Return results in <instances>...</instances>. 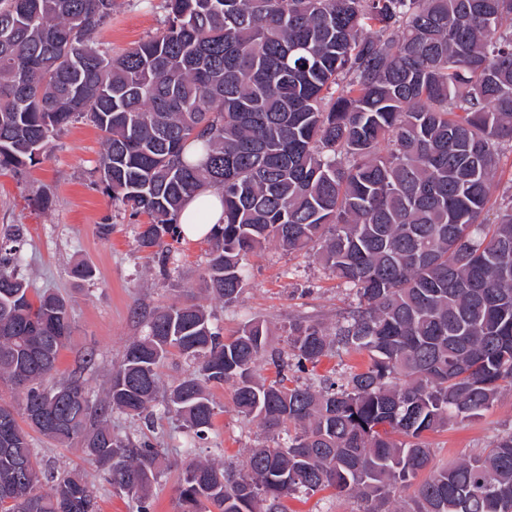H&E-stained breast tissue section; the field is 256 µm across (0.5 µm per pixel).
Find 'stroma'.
<instances>
[{
    "label": "stroma",
    "instance_id": "obj_1",
    "mask_svg": "<svg viewBox=\"0 0 512 512\" xmlns=\"http://www.w3.org/2000/svg\"><path fill=\"white\" fill-rule=\"evenodd\" d=\"M164 0H112L110 20L92 36L98 46L120 55L163 31ZM101 150L99 131L87 119L73 122L51 143L38 162L17 175H0V235L18 231L22 241L21 274L35 292L64 296L71 305L73 333L59 359V377L83 367L93 395H103L113 363L125 346L146 332L143 316L184 301L203 306L224 335H233L252 318L266 320L272 344L288 347V324L302 317L334 324L352 298L312 255L285 252L270 242L251 255L246 288L239 301L225 306L213 300L200 281L207 260L206 241L180 239L172 245L168 272H161L136 242L138 220L113 205L95 170ZM111 225L102 235L101 225ZM78 263L95 276H71ZM218 409L213 429L198 448L186 447L182 421L158 419L150 440L160 448V474L152 488L153 512H180L177 488L186 464L210 459L241 466L249 448L269 443L263 427L237 414L231 385L211 388ZM512 428V390L473 423L429 434L435 464H451L486 448L498 431ZM32 441L43 465L73 470L94 486L99 512H133L135 502L117 494L91 463L80 443L59 448L41 435ZM288 512H360L362 504L328 491L286 499Z\"/></svg>",
    "mask_w": 512,
    "mask_h": 512
}]
</instances>
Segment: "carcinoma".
Returning a JSON list of instances; mask_svg holds the SVG:
<instances>
[{"instance_id": "cac0c4a2", "label": "carcinoma", "mask_w": 512, "mask_h": 512, "mask_svg": "<svg viewBox=\"0 0 512 512\" xmlns=\"http://www.w3.org/2000/svg\"><path fill=\"white\" fill-rule=\"evenodd\" d=\"M156 36L119 56L89 41L112 0H0V172L39 160L79 117L101 133L100 181L147 222L139 248L162 268L166 238L202 189L224 223L202 280L223 304L248 259L276 240L313 251L353 304L329 328L295 319L288 355L261 319L234 335L197 304L157 309L92 396L54 381L72 334L69 302L30 296L16 238L0 242V512H95L83 480L40 466L31 436L80 440L112 489L151 512L159 449L112 432V413L152 422L159 367L196 364L162 414L204 441L210 388L269 433L244 468L194 460L181 512H287L332 489L362 512H512V429L484 451L433 466L428 432L475 420L512 388V184L485 222L512 148V0H166ZM195 144L203 160L186 159ZM342 352L366 357L318 383L298 372ZM266 362L275 377L257 375ZM429 476L416 482L418 475ZM49 491L40 490L42 484ZM413 489L407 509L392 507ZM512 179V150L507 146L502 152L500 165L493 180V199L499 195L502 188L508 186Z\"/></svg>"}]
</instances>
